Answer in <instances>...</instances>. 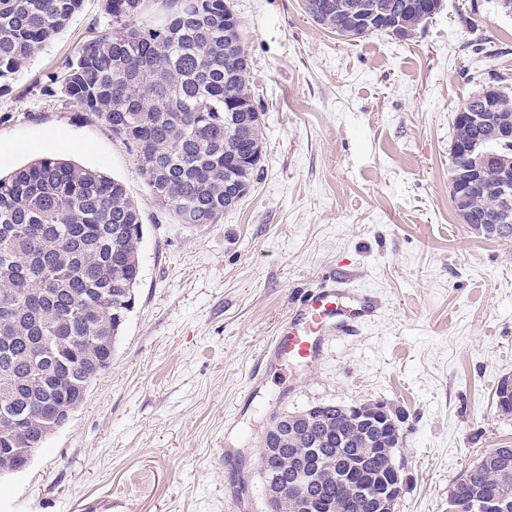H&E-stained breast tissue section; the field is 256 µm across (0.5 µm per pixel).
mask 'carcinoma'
<instances>
[{
    "instance_id": "cac0c4a2",
    "label": "carcinoma",
    "mask_w": 512,
    "mask_h": 512,
    "mask_svg": "<svg viewBox=\"0 0 512 512\" xmlns=\"http://www.w3.org/2000/svg\"><path fill=\"white\" fill-rule=\"evenodd\" d=\"M82 0H0V92L65 28ZM153 20L133 22L141 0H104L107 31L47 76L46 91L74 99L109 125L135 154L155 198L181 224H218L224 185L252 188L262 146L260 114L248 86L249 56L227 0H161ZM360 0H302L303 11L331 30L341 6ZM385 14L343 34L349 40L391 32ZM499 110L512 95L490 87ZM254 116L224 125L237 109ZM467 208L490 223L497 195L474 194ZM144 224L124 183L51 156L0 177V370L11 369L10 397L0 399V448L18 443L39 453L44 428L62 408L86 399L112 363L141 279ZM498 411L512 415V383L496 390ZM359 408L378 425L354 420V407L320 403L288 413V441L273 427L259 455L274 480L270 512H395L398 494H375L401 474L395 451L401 420L379 403ZM496 499L512 512V446L488 452L448 488V512H481Z\"/></svg>"
}]
</instances>
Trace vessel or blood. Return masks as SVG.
Returning a JSON list of instances; mask_svg holds the SVG:
<instances>
[{
  "instance_id": "vessel-or-blood-1",
  "label": "vessel or blood",
  "mask_w": 512,
  "mask_h": 512,
  "mask_svg": "<svg viewBox=\"0 0 512 512\" xmlns=\"http://www.w3.org/2000/svg\"><path fill=\"white\" fill-rule=\"evenodd\" d=\"M379 304L367 289L349 287L339 276L301 297L265 346L262 370L249 378L250 390L264 383L266 370L283 368L289 378H298L319 363L331 338L358 334L376 317Z\"/></svg>"
}]
</instances>
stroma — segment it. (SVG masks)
I'll list each match as a JSON object with an SVG mask.
<instances>
[{
  "mask_svg": "<svg viewBox=\"0 0 512 512\" xmlns=\"http://www.w3.org/2000/svg\"><path fill=\"white\" fill-rule=\"evenodd\" d=\"M230 2L264 150L221 223H178L104 121L44 94L99 34L103 0H83L0 93L1 174L73 160L121 180L145 226L110 368L30 466L0 479V512H268L258 441L274 414L323 402L401 414L396 512H448L449 485L512 446L495 404L512 376V243L460 222L448 176L455 113L485 86L512 92V14L445 0L409 38L348 41L301 0ZM342 273L374 292L378 319L236 414L292 305Z\"/></svg>",
  "mask_w": 512,
  "mask_h": 512,
  "instance_id": "obj_1",
  "label": "stroma"
}]
</instances>
